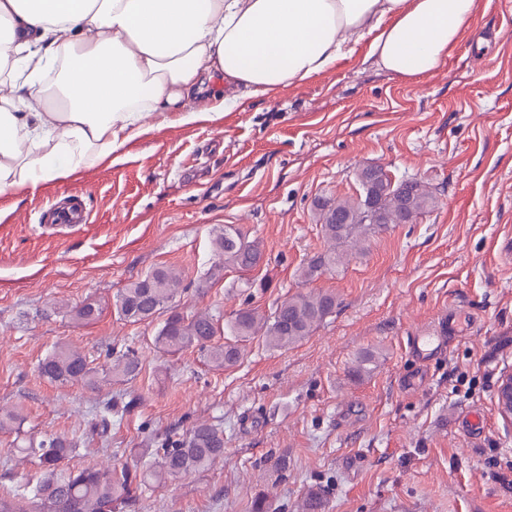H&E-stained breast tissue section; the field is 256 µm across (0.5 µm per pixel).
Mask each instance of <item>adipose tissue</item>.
I'll list each match as a JSON object with an SVG mask.
<instances>
[{
	"instance_id": "1",
	"label": "adipose tissue",
	"mask_w": 512,
	"mask_h": 512,
	"mask_svg": "<svg viewBox=\"0 0 512 512\" xmlns=\"http://www.w3.org/2000/svg\"><path fill=\"white\" fill-rule=\"evenodd\" d=\"M475 0H0V192L67 177L168 123L211 121L346 58L438 69ZM212 81L211 103L189 98Z\"/></svg>"
}]
</instances>
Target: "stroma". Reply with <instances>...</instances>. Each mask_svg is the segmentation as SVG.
Segmentation results:
<instances>
[{"mask_svg":"<svg viewBox=\"0 0 512 512\" xmlns=\"http://www.w3.org/2000/svg\"><path fill=\"white\" fill-rule=\"evenodd\" d=\"M367 51L218 121L155 129L120 160L0 193V408L24 415V436L81 434L115 396L133 409L69 465L131 467L148 439L201 420L224 430L223 461L146 489L126 512H250L271 485L280 512H296L310 486L325 490L326 512H512V424L494 403L512 371V0H476L452 54L417 80ZM368 166L424 182L435 207L301 281L297 268L327 248L315 200L358 194ZM73 197L86 223L41 224L46 206ZM227 224L258 239L264 261L205 280L213 232ZM166 265L183 272L186 315L225 320L299 291L334 292L338 305L294 348L253 339L241 362L216 370L195 349L158 351L157 322L115 311L122 288ZM237 283L245 291L231 292ZM88 302L100 317L73 320L70 308ZM442 321L438 347L416 360L413 337ZM122 341L143 358L136 380L92 389L38 371L54 344L100 370ZM367 351L371 372L354 379ZM283 453L280 478L268 460Z\"/></svg>","mask_w":512,"mask_h":512,"instance_id":"stroma-1","label":"stroma"}]
</instances>
